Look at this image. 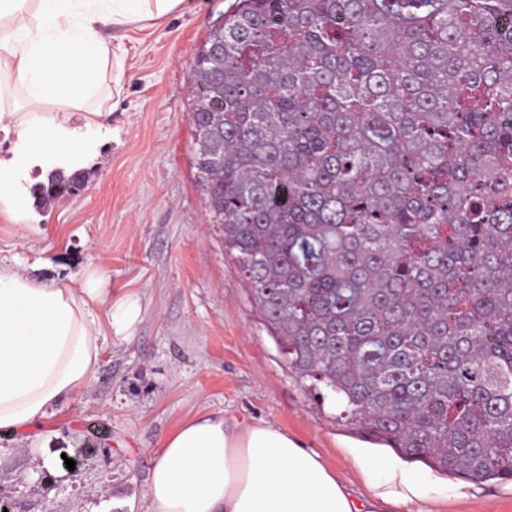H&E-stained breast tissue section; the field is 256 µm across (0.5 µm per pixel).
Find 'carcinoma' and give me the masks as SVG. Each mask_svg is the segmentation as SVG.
Instances as JSON below:
<instances>
[{
	"label": "carcinoma",
	"mask_w": 512,
	"mask_h": 512,
	"mask_svg": "<svg viewBox=\"0 0 512 512\" xmlns=\"http://www.w3.org/2000/svg\"><path fill=\"white\" fill-rule=\"evenodd\" d=\"M191 78L199 186L293 372L405 459L512 480V0H237Z\"/></svg>",
	"instance_id": "1"
}]
</instances>
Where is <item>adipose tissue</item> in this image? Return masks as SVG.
I'll return each instance as SVG.
<instances>
[{"label":"adipose tissue","instance_id":"adipose-tissue-1","mask_svg":"<svg viewBox=\"0 0 512 512\" xmlns=\"http://www.w3.org/2000/svg\"><path fill=\"white\" fill-rule=\"evenodd\" d=\"M181 0H0V214L23 218L29 174L72 172L94 153L93 133L121 57L100 28L159 19ZM139 298L113 299L102 275L81 286L35 280L0 265V431L36 428L86 390L103 332L127 338ZM374 491L357 502L315 451L266 422L222 413L185 421L163 441L146 496L153 512H375L378 502L422 499L427 483L394 458L361 455Z\"/></svg>","mask_w":512,"mask_h":512}]
</instances>
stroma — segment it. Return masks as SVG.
I'll return each mask as SVG.
<instances>
[{
	"mask_svg": "<svg viewBox=\"0 0 512 512\" xmlns=\"http://www.w3.org/2000/svg\"><path fill=\"white\" fill-rule=\"evenodd\" d=\"M232 2L184 0L138 27H102L123 69L83 186L28 204L25 220L0 215V263L43 282L94 269L113 298L143 308L132 337L107 339L89 389L0 437L12 512H151L145 486L165 436L221 411L288 431L355 497L370 493L348 454L367 440L288 366L197 186L191 69ZM430 477L426 512H512L511 481Z\"/></svg>",
	"mask_w": 512,
	"mask_h": 512,
	"instance_id": "stroma-1",
	"label": "stroma"
}]
</instances>
